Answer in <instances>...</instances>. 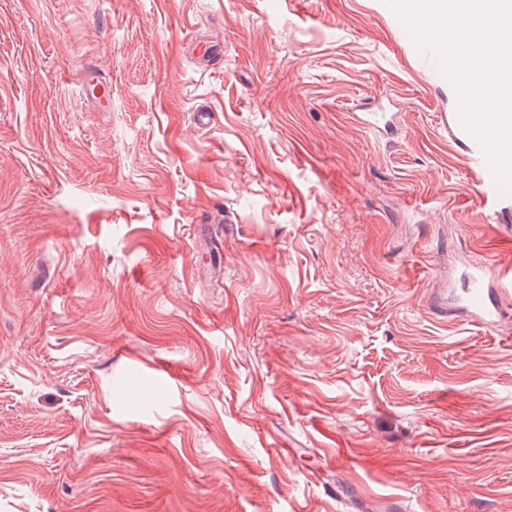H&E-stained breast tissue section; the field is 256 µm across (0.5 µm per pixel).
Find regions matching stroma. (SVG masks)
<instances>
[{
    "mask_svg": "<svg viewBox=\"0 0 512 512\" xmlns=\"http://www.w3.org/2000/svg\"><path fill=\"white\" fill-rule=\"evenodd\" d=\"M457 112L389 0H0V512H512ZM82 96L92 104L101 105L112 99V83L92 67H85L79 77ZM511 286L509 271L495 275L488 264L474 266L448 317L465 318L483 328H496L503 319L500 294L510 292Z\"/></svg>",
    "mask_w": 512,
    "mask_h": 512,
    "instance_id": "1",
    "label": "stroma"
}]
</instances>
